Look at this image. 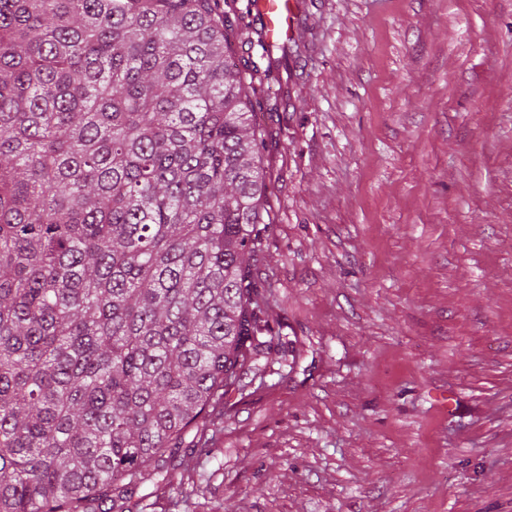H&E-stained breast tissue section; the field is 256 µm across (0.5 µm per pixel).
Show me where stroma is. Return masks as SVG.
Masks as SVG:
<instances>
[{"label": "stroma", "instance_id": "1", "mask_svg": "<svg viewBox=\"0 0 512 512\" xmlns=\"http://www.w3.org/2000/svg\"><path fill=\"white\" fill-rule=\"evenodd\" d=\"M299 20L254 113L276 145L252 274L282 344L129 512H512V0Z\"/></svg>", "mask_w": 512, "mask_h": 512}]
</instances>
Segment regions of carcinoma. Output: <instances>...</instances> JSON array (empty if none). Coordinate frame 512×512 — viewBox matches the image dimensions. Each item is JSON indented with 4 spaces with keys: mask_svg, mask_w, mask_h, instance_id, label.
<instances>
[{
    "mask_svg": "<svg viewBox=\"0 0 512 512\" xmlns=\"http://www.w3.org/2000/svg\"><path fill=\"white\" fill-rule=\"evenodd\" d=\"M238 0H0V512H126L273 340Z\"/></svg>",
    "mask_w": 512,
    "mask_h": 512,
    "instance_id": "1",
    "label": "carcinoma"
}]
</instances>
